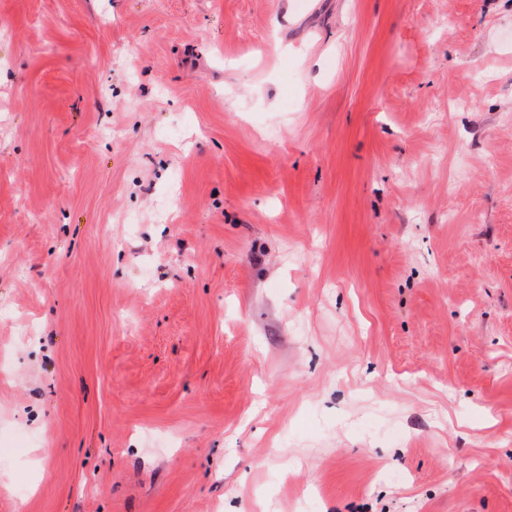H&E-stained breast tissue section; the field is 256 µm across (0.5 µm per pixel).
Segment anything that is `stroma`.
Masks as SVG:
<instances>
[{"mask_svg": "<svg viewBox=\"0 0 512 512\" xmlns=\"http://www.w3.org/2000/svg\"><path fill=\"white\" fill-rule=\"evenodd\" d=\"M0 512H512V0H0Z\"/></svg>", "mask_w": 512, "mask_h": 512, "instance_id": "35a3bbf8", "label": "stroma"}]
</instances>
